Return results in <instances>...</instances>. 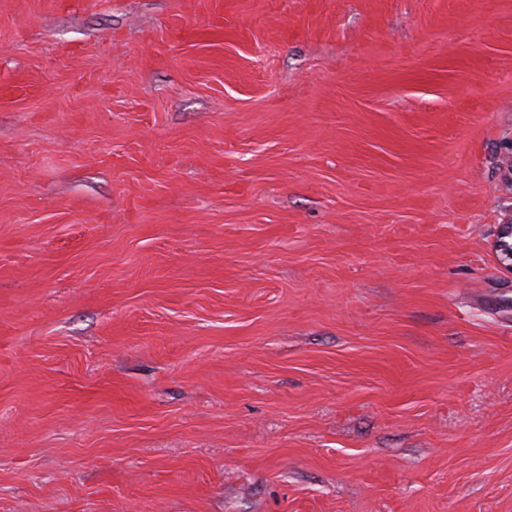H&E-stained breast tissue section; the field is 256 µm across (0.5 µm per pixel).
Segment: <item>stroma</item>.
<instances>
[{"instance_id":"35a3bbf8","label":"stroma","mask_w":512,"mask_h":512,"mask_svg":"<svg viewBox=\"0 0 512 512\" xmlns=\"http://www.w3.org/2000/svg\"><path fill=\"white\" fill-rule=\"evenodd\" d=\"M512 0H0V512H512ZM499 261L512 269V220L500 224L494 244Z\"/></svg>"}]
</instances>
